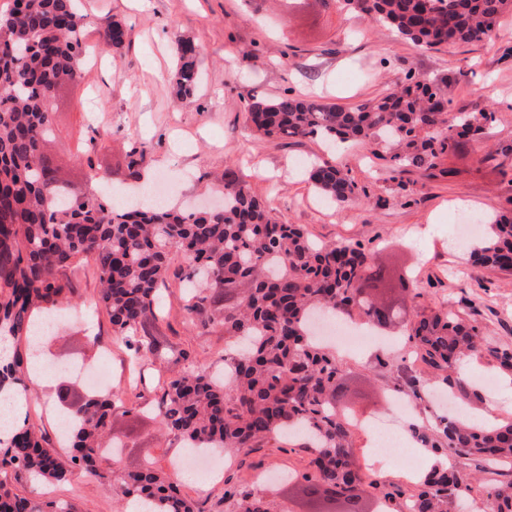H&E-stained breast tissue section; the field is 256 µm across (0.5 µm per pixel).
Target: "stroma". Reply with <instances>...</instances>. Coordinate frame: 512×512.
<instances>
[{
    "instance_id": "stroma-1",
    "label": "stroma",
    "mask_w": 512,
    "mask_h": 512,
    "mask_svg": "<svg viewBox=\"0 0 512 512\" xmlns=\"http://www.w3.org/2000/svg\"><path fill=\"white\" fill-rule=\"evenodd\" d=\"M88 13L122 19L128 40L121 53L101 54L80 81L64 86L54 104L56 135L47 152L63 163L74 192L87 177L113 188L128 183L126 155L145 152L143 175L170 196L172 204L219 201L225 168H233L282 221L303 227L317 241L360 242L373 251L375 264L406 271L417 279L422 295L407 299L383 349L361 358L342 355V403L364 419L410 423L407 409L395 408L386 382L392 377L379 359L397 361L407 354L406 329L417 307H446L478 325L493 343L512 348V275L474 268L470 247L449 252L461 213L477 217L512 212V10L500 19L498 39L419 49L367 16L348 11L341 0H84ZM191 40L198 49L201 82L193 96L178 101L170 82L176 69L174 41ZM448 80L450 112L494 111L496 120L481 136L465 141L453 159L430 170L409 168L394 174L388 160L362 147L331 149L316 138L269 140L245 124L252 95L313 97L351 107L387 93L407 72ZM98 88L99 128L109 137L77 161L87 137L86 98ZM327 161L357 184L362 204L338 205L323 198L308 174V163ZM469 203L458 208L457 200ZM100 285L93 260L82 263L74 280L65 320L39 353L44 383L33 391L27 409L31 424L48 438L56 436L49 415L61 386L88 392L85 380L61 373L71 360L112 370V389L123 395L127 412L112 417L111 434L122 445L117 466L135 470L154 461L171 470L182 443L162 427L151 409L162 381L173 375L172 363L138 367L123 342L112 333L99 302ZM158 327L173 351H188L198 366L224 368V336L192 324L183 310L184 291L177 280L162 289ZM452 379L464 382V410L490 422L512 419V369L492 360L468 358ZM372 435L355 433L353 453L365 482L361 494L370 512L378 505L371 481L401 485L399 462L367 464ZM312 456L302 442L254 449L222 467L219 477L181 482L184 494L201 512H235L225 499L226 483L254 491L271 501L276 512H305L296 491L280 482L257 484L259 471L303 472ZM16 493L36 501H73L80 512H125L116 485L74 471L65 484L12 481Z\"/></svg>"
}]
</instances>
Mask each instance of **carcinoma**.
I'll return each mask as SVG.
<instances>
[{"instance_id": "carcinoma-1", "label": "carcinoma", "mask_w": 512, "mask_h": 512, "mask_svg": "<svg viewBox=\"0 0 512 512\" xmlns=\"http://www.w3.org/2000/svg\"><path fill=\"white\" fill-rule=\"evenodd\" d=\"M345 5L427 49L448 43H481L498 36L512 0H344ZM95 28L99 44L124 48L127 27L116 17L83 12L82 0H13L0 15V337L12 355L0 356V393L20 388L21 345L36 351L33 327L68 300L63 278L90 256L101 284L100 301L112 329L136 364L167 359L157 336L159 287L170 277L195 283L184 305L203 328L219 326L229 344L245 340L247 352L224 350L231 377L218 383L181 351L183 363L156 399L161 424L194 448L224 456L247 454L273 442L302 436L314 448L302 491L314 501L342 491L339 512H363L362 472L353 457L357 417L340 409L342 363L312 341L313 316L358 314L375 331L395 317L387 294L419 285L373 263L359 242L319 243L297 224L271 214L249 184L224 170V207L189 212L168 206L117 207L93 180L74 193L62 168L44 152L54 133L51 101L61 78L77 82L95 46L85 32ZM172 80L176 98H189L198 83V51L187 39L175 44ZM447 85L408 70L399 88L374 100L344 107L292 96H252L246 107L250 131L269 139L318 138L344 147L377 145L393 169H431L454 154L461 141L484 132L492 112H448ZM144 153L128 155V177L142 179ZM309 178L329 201L359 200L356 183L328 163H312ZM487 234L473 251L482 268L512 273V214L486 221ZM178 254L187 268L171 270ZM408 356L383 366L396 374L393 390L413 396L431 382H450L448 372L463 356L490 358L512 367V350L496 346L480 329L447 308H421L408 334ZM123 404L117 393L87 396L68 409L71 451L58 453L43 433L24 420L0 442V512H78L71 503H36L14 492L8 472L49 483L69 480L72 469L111 481L122 495L147 505L141 512H200L153 462L132 471L101 467L98 448L107 443L112 414ZM413 439L439 457L455 454L464 466L436 467L411 496L410 512H452L472 490L477 471L498 463L512 466V420L487 427L456 415L414 424ZM237 512H270L251 490L225 489ZM489 512H512V479L498 480Z\"/></svg>"}]
</instances>
